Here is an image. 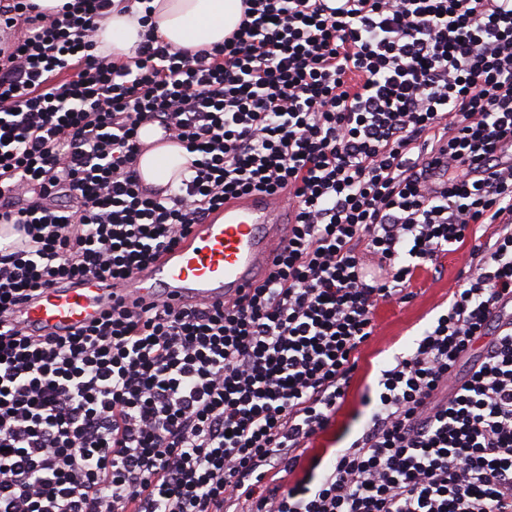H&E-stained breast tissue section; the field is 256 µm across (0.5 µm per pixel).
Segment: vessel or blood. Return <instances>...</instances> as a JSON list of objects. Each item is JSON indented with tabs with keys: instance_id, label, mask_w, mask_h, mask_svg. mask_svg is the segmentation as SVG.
Instances as JSON below:
<instances>
[{
	"instance_id": "vessel-or-blood-1",
	"label": "vessel or blood",
	"mask_w": 512,
	"mask_h": 512,
	"mask_svg": "<svg viewBox=\"0 0 512 512\" xmlns=\"http://www.w3.org/2000/svg\"><path fill=\"white\" fill-rule=\"evenodd\" d=\"M292 221L291 210L264 193L226 203L178 246L121 283L107 276L78 279L19 303L15 318L30 329L63 333L100 317L115 299L128 306L222 304L260 284L287 245Z\"/></svg>"
}]
</instances>
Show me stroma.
I'll return each mask as SVG.
<instances>
[{
    "label": "stroma",
    "instance_id": "1",
    "mask_svg": "<svg viewBox=\"0 0 512 512\" xmlns=\"http://www.w3.org/2000/svg\"><path fill=\"white\" fill-rule=\"evenodd\" d=\"M469 245L440 257L418 269L412 283L413 298L406 302H385L375 311L376 333L359 352V370L351 381L345 401L330 429L313 440L316 449L334 452L347 446L365 422L381 369L411 346L422 330L448 305V293L461 276Z\"/></svg>",
    "mask_w": 512,
    "mask_h": 512
}]
</instances>
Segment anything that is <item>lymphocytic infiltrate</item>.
Returning a JSON list of instances; mask_svg holds the SVG:
<instances>
[{
  "instance_id": "1",
  "label": "lymphocytic infiltrate",
  "mask_w": 512,
  "mask_h": 512,
  "mask_svg": "<svg viewBox=\"0 0 512 512\" xmlns=\"http://www.w3.org/2000/svg\"><path fill=\"white\" fill-rule=\"evenodd\" d=\"M242 4L192 54L142 15L117 61L97 53L112 0H0V224L20 236L0 246V512H512V0ZM148 122L191 156L163 189L136 168ZM256 192L296 215L250 294L115 304L63 336L12 323ZM477 224L493 243L381 370L359 436L311 452L379 303Z\"/></svg>"
}]
</instances>
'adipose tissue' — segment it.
<instances>
[{
    "mask_svg": "<svg viewBox=\"0 0 512 512\" xmlns=\"http://www.w3.org/2000/svg\"><path fill=\"white\" fill-rule=\"evenodd\" d=\"M159 36L173 46L194 50L223 42L239 23L241 0H152ZM139 26L127 14H112L99 33L102 54L133 56ZM161 129L145 124L139 130L144 150L137 170L143 183L163 187L185 168L189 155L184 148L161 142Z\"/></svg>",
    "mask_w": 512,
    "mask_h": 512,
    "instance_id": "adipose-tissue-1",
    "label": "adipose tissue"
}]
</instances>
